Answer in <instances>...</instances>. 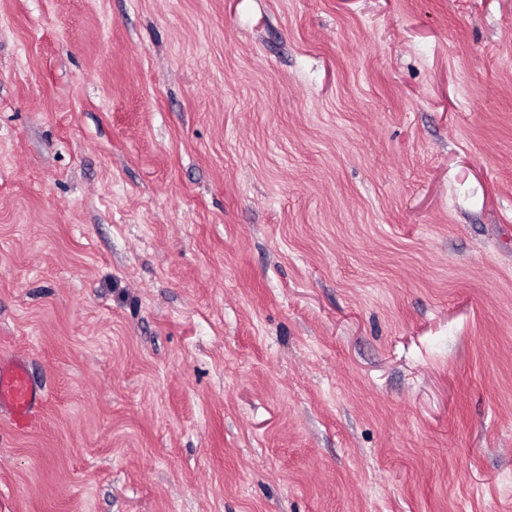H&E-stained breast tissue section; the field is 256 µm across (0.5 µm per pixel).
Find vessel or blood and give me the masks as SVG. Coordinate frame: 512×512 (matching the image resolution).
<instances>
[{
    "mask_svg": "<svg viewBox=\"0 0 512 512\" xmlns=\"http://www.w3.org/2000/svg\"><path fill=\"white\" fill-rule=\"evenodd\" d=\"M43 398L23 358L0 357V407L8 410L17 426L33 424Z\"/></svg>",
    "mask_w": 512,
    "mask_h": 512,
    "instance_id": "1",
    "label": "vessel or blood"
}]
</instances>
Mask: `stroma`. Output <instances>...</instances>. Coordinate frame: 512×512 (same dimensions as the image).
Wrapping results in <instances>:
<instances>
[{
	"mask_svg": "<svg viewBox=\"0 0 512 512\" xmlns=\"http://www.w3.org/2000/svg\"><path fill=\"white\" fill-rule=\"evenodd\" d=\"M0 512H512V0H0ZM43 398L22 357H0V407L8 410L18 427L33 424Z\"/></svg>",
	"mask_w": 512,
	"mask_h": 512,
	"instance_id": "stroma-1",
	"label": "stroma"
}]
</instances>
